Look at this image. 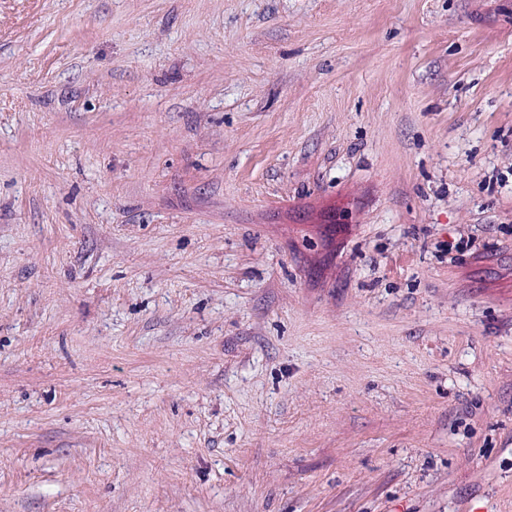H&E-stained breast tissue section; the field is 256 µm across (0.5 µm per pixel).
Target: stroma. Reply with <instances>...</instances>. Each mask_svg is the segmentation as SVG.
<instances>
[{
  "label": "stroma",
  "instance_id": "stroma-1",
  "mask_svg": "<svg viewBox=\"0 0 512 512\" xmlns=\"http://www.w3.org/2000/svg\"><path fill=\"white\" fill-rule=\"evenodd\" d=\"M512 512V0H0V512Z\"/></svg>",
  "mask_w": 512,
  "mask_h": 512
}]
</instances>
